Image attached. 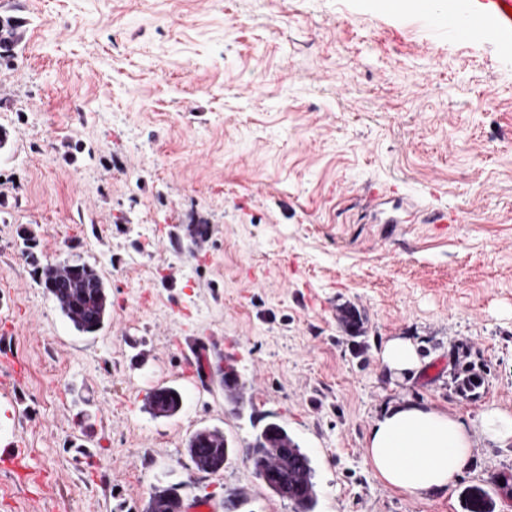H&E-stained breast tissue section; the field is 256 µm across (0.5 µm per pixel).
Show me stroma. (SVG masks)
I'll return each instance as SVG.
<instances>
[{"label":"stroma","instance_id":"stroma-1","mask_svg":"<svg viewBox=\"0 0 512 512\" xmlns=\"http://www.w3.org/2000/svg\"><path fill=\"white\" fill-rule=\"evenodd\" d=\"M29 32L0 60V512H145L239 495L294 512L246 448L271 420L311 459L314 512H464L484 486L512 512V62L496 33L442 42L382 0H0ZM382 189L377 206L368 188ZM445 207L453 220L426 224ZM208 234L192 240L195 226ZM79 260L112 307L77 331L34 266ZM365 315L353 336L342 307ZM423 367L391 377V339ZM220 376L185 374L196 343ZM483 378L462 397L464 369ZM183 397L153 417L158 385ZM413 402L457 414L471 459L445 496L388 488L373 422ZM234 450L187 452L201 427ZM146 405L154 417L172 418L181 410L182 394L175 387L162 386L148 396ZM482 432L486 438L500 444H512V414L488 409L482 418ZM186 452L197 470H202L211 459L224 455L220 469L229 459V448H224V432L217 428L203 427L193 432L186 446Z\"/></svg>","mask_w":512,"mask_h":512}]
</instances>
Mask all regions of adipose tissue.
<instances>
[{"label": "adipose tissue", "instance_id": "obj_1", "mask_svg": "<svg viewBox=\"0 0 512 512\" xmlns=\"http://www.w3.org/2000/svg\"><path fill=\"white\" fill-rule=\"evenodd\" d=\"M472 445L469 428L455 414L402 402L371 426L367 460L386 486L426 498L448 493L467 466Z\"/></svg>", "mask_w": 512, "mask_h": 512}]
</instances>
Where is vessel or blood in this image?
Instances as JSON below:
<instances>
[{
  "label": "vessel or blood",
  "instance_id": "obj_1",
  "mask_svg": "<svg viewBox=\"0 0 512 512\" xmlns=\"http://www.w3.org/2000/svg\"><path fill=\"white\" fill-rule=\"evenodd\" d=\"M512 0H470L463 11L445 8L443 0H414L415 18L432 28L436 35L461 38L482 29L495 30L503 58L512 57V13L506 9Z\"/></svg>",
  "mask_w": 512,
  "mask_h": 512
}]
</instances>
